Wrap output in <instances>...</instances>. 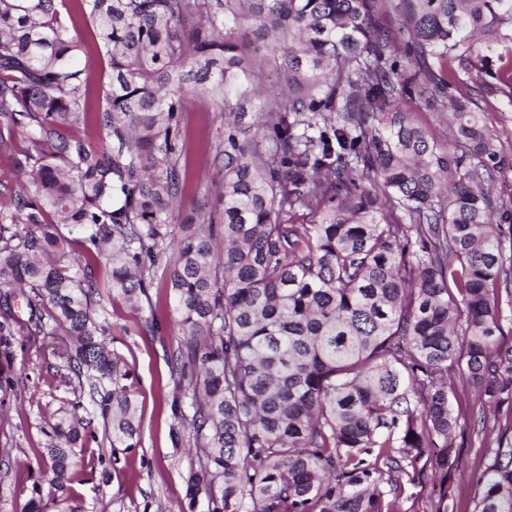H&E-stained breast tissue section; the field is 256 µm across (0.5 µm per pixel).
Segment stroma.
Wrapping results in <instances>:
<instances>
[{
    "label": "stroma",
    "instance_id": "stroma-1",
    "mask_svg": "<svg viewBox=\"0 0 512 512\" xmlns=\"http://www.w3.org/2000/svg\"><path fill=\"white\" fill-rule=\"evenodd\" d=\"M58 15L76 27L87 45L78 64L90 75L83 92L87 112L72 133L91 144H100L103 132L98 114L104 105L108 82V60L96 44V29L89 18L76 12L74 0H56ZM256 37L246 45L256 48ZM257 50V48H256ZM260 71L259 104L284 101L287 81L276 70L270 53L257 50ZM477 86V105L482 118L501 139L503 162L496 174L494 195L503 210L512 214V99L490 89L491 78L472 73ZM178 165L185 188L171 215L173 231H180L187 217L218 214L224 173L216 155L224 140V110L207 92L187 94L179 114ZM32 145L16 136L11 151L0 152V206L28 187L29 180L17 165V158ZM179 264L176 250L169 249L156 260L148 297L140 308H132L105 286L109 270L97 267L103 287L96 294V307L111 326V350L120 357L131 375V387L141 421L140 443L128 451H112L102 420L96 419L89 400L81 399L75 374L62 365L72 343L66 336H30L19 332L15 344V369L21 374L19 390L11 398L5 421L0 422V445L9 444V455L0 456V512H21L38 475L37 459L43 452L51 426L64 414L74 412L92 420L95 440L89 441L79 456L70 485L84 512H208L205 497L189 499L187 480L198 467L194 449L175 444L170 404L174 381L168 359L181 346L184 335L174 311L170 276ZM482 450L470 440L462 452V465L448 483V492L457 504L456 512H472L471 485L475 465Z\"/></svg>",
    "mask_w": 512,
    "mask_h": 512
}]
</instances>
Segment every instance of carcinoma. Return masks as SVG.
<instances>
[{
  "instance_id": "1",
  "label": "carcinoma",
  "mask_w": 512,
  "mask_h": 512,
  "mask_svg": "<svg viewBox=\"0 0 512 512\" xmlns=\"http://www.w3.org/2000/svg\"><path fill=\"white\" fill-rule=\"evenodd\" d=\"M78 2L110 68L99 146L70 133L88 76L56 0H0V150L16 133L35 147L17 161L29 187L0 207V418L17 380L11 300L26 287L28 332L75 339L73 369L90 373L111 447H137L128 373L92 306L99 284L60 227L87 232L108 287L133 307L175 244L186 339L171 412L198 454L191 499L204 495L209 512H402L404 483H422L430 464L433 512H448L461 382L481 400L468 418L485 448L473 512H512V428L499 424L512 417V344L499 339L512 224L493 218L500 138L464 79L488 64L491 36L509 59L493 77L512 97V0H399V38L384 0ZM192 14L203 23L188 31ZM246 26L298 87L250 126ZM210 77L224 102L220 223L204 218L177 239L178 114ZM404 97L450 111L448 151ZM260 122L264 150L250 136ZM308 199L318 216L297 224ZM87 429L75 415L51 427L22 512H44L42 480L68 489Z\"/></svg>"
}]
</instances>
